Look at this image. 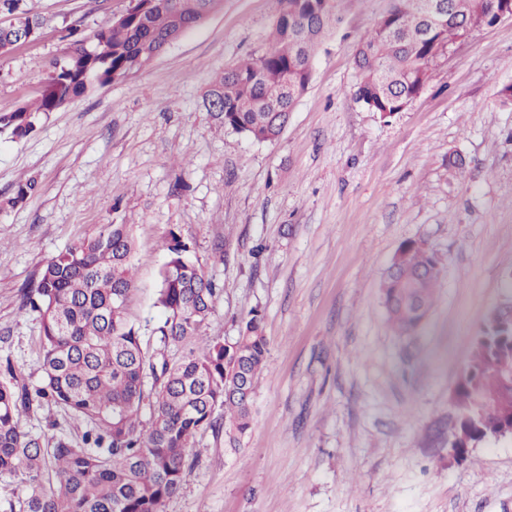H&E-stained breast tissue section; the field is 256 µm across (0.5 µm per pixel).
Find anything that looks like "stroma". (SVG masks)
<instances>
[{
	"label": "stroma",
	"mask_w": 512,
	"mask_h": 512,
	"mask_svg": "<svg viewBox=\"0 0 512 512\" xmlns=\"http://www.w3.org/2000/svg\"><path fill=\"white\" fill-rule=\"evenodd\" d=\"M129 4L22 0L40 29L0 57V114L34 102L73 40ZM389 7L341 0L273 142L224 128L206 94L269 46L278 0H223L131 78L72 98L27 137L0 132V382L43 379L22 288L111 222L132 227L129 317L143 336L172 230L218 287L205 335L230 339L263 316L251 426L196 435L201 453L166 512H512V435L448 450L466 356L512 295V22L451 43L420 94L385 116L357 99L354 55ZM407 241L441 275L423 327L400 335L380 285ZM22 425L79 438L53 406Z\"/></svg>",
	"instance_id": "obj_1"
}]
</instances>
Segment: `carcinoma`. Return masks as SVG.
I'll return each mask as SVG.
<instances>
[{
	"label": "carcinoma",
	"instance_id": "1",
	"mask_svg": "<svg viewBox=\"0 0 512 512\" xmlns=\"http://www.w3.org/2000/svg\"><path fill=\"white\" fill-rule=\"evenodd\" d=\"M198 2L148 0L91 41H74L40 98L0 115V129L25 137L64 100L126 80L192 26ZM425 2L393 0L386 19L359 43L356 96L374 112L414 94L429 62L459 30L497 7V0H472L469 15L448 13L433 38L408 46L401 34L417 28ZM279 4L270 47L224 71L208 93L209 110L224 127L259 142L276 139L287 124L292 100L279 89L306 85L327 32L315 15L321 0ZM2 15L8 20L0 23L1 55L13 49L16 33L39 28L20 0H0ZM166 246L155 302L159 349L144 342L127 316L135 291L128 224L101 225L50 258L35 286L23 290L24 304L40 317L44 381L33 391L14 375L0 384V476L23 487L10 512H165L191 469L196 434L226 423L240 434L250 427L268 353L262 317L252 312L231 340L202 335L214 283L175 231ZM439 276L432 253L413 241L400 246L381 288L395 330L409 334L424 324ZM452 399L461 457L470 445L502 436L512 422V322L503 309L493 310L475 336ZM35 402L68 411L82 429L80 444L58 438L49 447L24 430L21 418Z\"/></svg>",
	"mask_w": 512,
	"mask_h": 512
}]
</instances>
